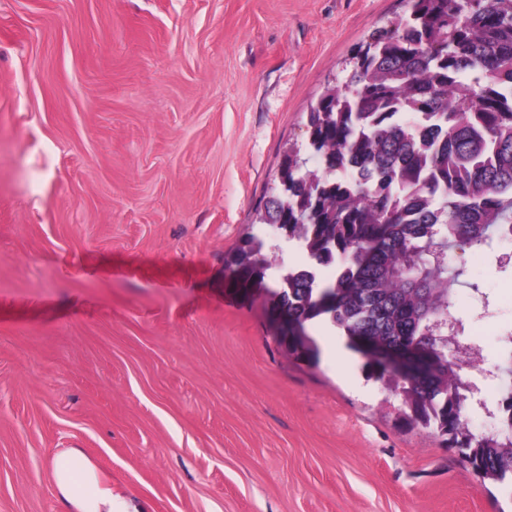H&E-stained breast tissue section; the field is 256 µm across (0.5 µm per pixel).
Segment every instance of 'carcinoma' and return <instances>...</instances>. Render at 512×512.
I'll return each instance as SVG.
<instances>
[{
  "label": "carcinoma",
  "instance_id": "obj_1",
  "mask_svg": "<svg viewBox=\"0 0 512 512\" xmlns=\"http://www.w3.org/2000/svg\"><path fill=\"white\" fill-rule=\"evenodd\" d=\"M353 57L346 79L308 112V141L288 148L260 215L280 224L309 265L343 262L323 281L270 273L250 235L225 259L233 288L261 286L288 316L287 354L318 361L307 325L411 354L414 373L377 379L415 424L446 436L484 480L512 484V387L496 433L465 425L469 381L448 362V317L463 271L435 260L459 243L512 237V0H408Z\"/></svg>",
  "mask_w": 512,
  "mask_h": 512
}]
</instances>
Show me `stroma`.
<instances>
[{"label":"stroma","mask_w":512,"mask_h":512,"mask_svg":"<svg viewBox=\"0 0 512 512\" xmlns=\"http://www.w3.org/2000/svg\"><path fill=\"white\" fill-rule=\"evenodd\" d=\"M405 0H0V512H64L81 449L135 512H512L328 321L288 356L224 256L307 112ZM452 315L512 356V239ZM474 433L507 380L477 378Z\"/></svg>","instance_id":"stroma-1"}]
</instances>
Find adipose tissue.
<instances>
[{
    "mask_svg": "<svg viewBox=\"0 0 512 512\" xmlns=\"http://www.w3.org/2000/svg\"><path fill=\"white\" fill-rule=\"evenodd\" d=\"M51 465L61 500L75 512H125L116 505L111 484L101 480L80 449L55 454Z\"/></svg>",
    "mask_w": 512,
    "mask_h": 512,
    "instance_id": "1",
    "label": "adipose tissue"
}]
</instances>
